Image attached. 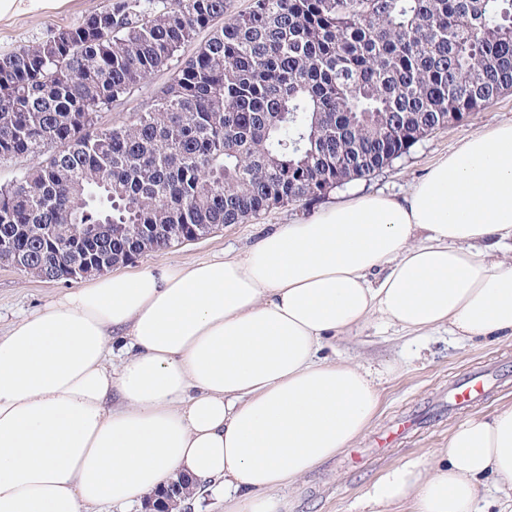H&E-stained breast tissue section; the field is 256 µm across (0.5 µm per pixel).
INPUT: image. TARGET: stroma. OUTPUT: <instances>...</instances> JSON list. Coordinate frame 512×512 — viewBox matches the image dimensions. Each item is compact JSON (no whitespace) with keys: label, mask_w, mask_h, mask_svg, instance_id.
Instances as JSON below:
<instances>
[{"label":"stroma","mask_w":512,"mask_h":512,"mask_svg":"<svg viewBox=\"0 0 512 512\" xmlns=\"http://www.w3.org/2000/svg\"><path fill=\"white\" fill-rule=\"evenodd\" d=\"M107 0H67L58 9L41 10L0 19V52L30 45L72 26L103 8ZM168 72L153 75L139 90L108 110L99 112L102 127L129 124L157 95ZM512 121V92L503 94L468 121L436 131L416 143L391 167L365 179L332 190L324 205L338 204L357 194L400 198L439 159L470 136ZM312 207L291 204L244 224H227L208 236L168 248L149 251L129 271L155 263L183 265L230 252L249 250L278 225L311 215ZM64 282L46 281L17 268L0 265V335L10 323L67 290ZM338 356L353 358L376 370L399 363L398 372L378 382L379 407L366 432L351 447L310 471L297 487H281L275 496L284 512H362L368 486L386 469L410 457L431 454L448 440L449 430L471 416H483L512 404V345L466 340L442 331L416 336L374 325L333 341ZM481 368L496 369L500 381L476 405L448 409V385Z\"/></svg>","instance_id":"1"}]
</instances>
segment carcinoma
<instances>
[{"mask_svg":"<svg viewBox=\"0 0 512 512\" xmlns=\"http://www.w3.org/2000/svg\"><path fill=\"white\" fill-rule=\"evenodd\" d=\"M230 8L108 0L0 53V161L39 159L0 187L1 265L69 281L314 204L512 91V0ZM194 43L130 124L96 127Z\"/></svg>","mask_w":512,"mask_h":512,"instance_id":"1","label":"carcinoma"}]
</instances>
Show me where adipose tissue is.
Returning a JSON list of instances; mask_svg holds the SVG:
<instances>
[{
  "instance_id": "1",
  "label": "adipose tissue",
  "mask_w": 512,
  "mask_h": 512,
  "mask_svg": "<svg viewBox=\"0 0 512 512\" xmlns=\"http://www.w3.org/2000/svg\"><path fill=\"white\" fill-rule=\"evenodd\" d=\"M485 241L488 253L474 251ZM512 122L442 158L407 197L361 195L250 250L70 289L0 336V512L130 506L185 475L228 512H278L281 486L360 438L377 376L325 344L378 321L512 343ZM129 351L113 367L110 340ZM512 501V405L468 418L433 459L387 470L370 512Z\"/></svg>"
}]
</instances>
